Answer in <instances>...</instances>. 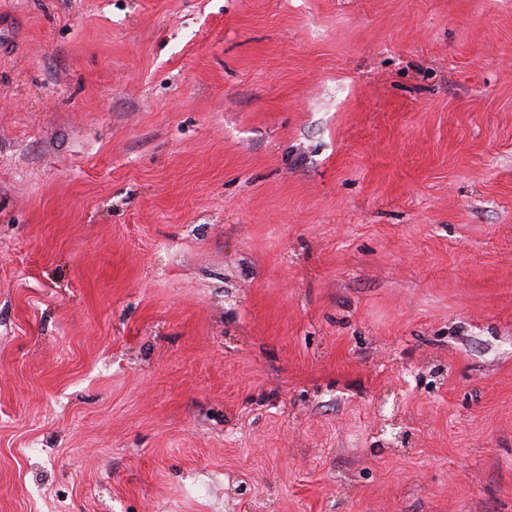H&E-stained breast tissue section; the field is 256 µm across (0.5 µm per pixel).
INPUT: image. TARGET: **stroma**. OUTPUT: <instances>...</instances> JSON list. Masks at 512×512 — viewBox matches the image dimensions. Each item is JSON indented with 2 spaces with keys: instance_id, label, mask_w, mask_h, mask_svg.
Here are the masks:
<instances>
[{
  "instance_id": "obj_1",
  "label": "stroma",
  "mask_w": 512,
  "mask_h": 512,
  "mask_svg": "<svg viewBox=\"0 0 512 512\" xmlns=\"http://www.w3.org/2000/svg\"><path fill=\"white\" fill-rule=\"evenodd\" d=\"M0 512H512V0H0Z\"/></svg>"
}]
</instances>
